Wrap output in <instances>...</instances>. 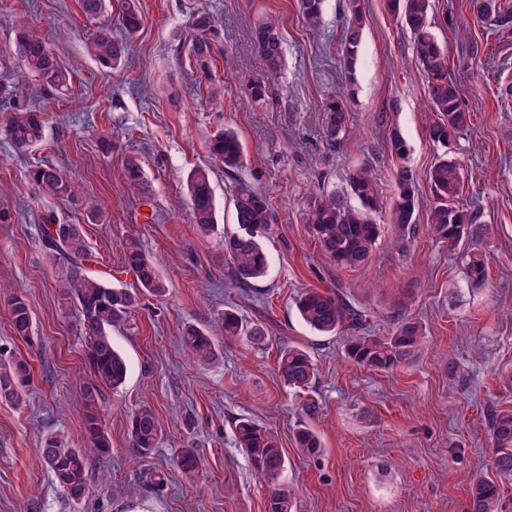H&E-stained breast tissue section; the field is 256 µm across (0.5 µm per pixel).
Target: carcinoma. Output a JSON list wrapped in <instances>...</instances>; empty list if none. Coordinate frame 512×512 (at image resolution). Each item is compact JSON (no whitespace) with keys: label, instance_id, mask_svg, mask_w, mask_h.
<instances>
[{"label":"carcinoma","instance_id":"cac0c4a2","mask_svg":"<svg viewBox=\"0 0 512 512\" xmlns=\"http://www.w3.org/2000/svg\"><path fill=\"white\" fill-rule=\"evenodd\" d=\"M471 7L480 16L493 14L502 21L512 19V14L499 0H472ZM322 8L323 0H298L302 21L311 30L319 28ZM386 8L400 17L414 36L416 54L427 78L428 104L436 113L429 128V138L434 144L446 148L468 130L471 119L470 113L461 105L457 82L448 77V53L432 32L431 0H386ZM348 10L343 34V63L351 75L362 44L365 0H348ZM119 22L125 36L113 34L110 25H99L86 44L88 54L107 67L126 57L128 40L141 27L139 0H122ZM219 37L215 21L208 13L198 11L192 15L187 38L188 59L209 81L212 80L210 64ZM251 44L261 62L262 73L245 79L243 89L251 100L259 102L268 96V80L284 70V39L277 24L267 20L255 25ZM14 52L22 63L21 76L11 90L0 86V105L5 111L14 113L5 128L8 140L17 148H26L42 140L43 118L41 112L27 103L25 78L33 76L42 85L58 89L68 84L69 76L36 30L20 29L15 37ZM347 100L348 93L337 92L323 105V137L332 146L347 122ZM387 146L396 159L393 170L396 197L391 208L395 226L393 239L398 248L403 249L414 233L420 199L416 177L408 166L410 147L398 128L389 129ZM210 151L224 165L226 173L243 166L241 143L230 128L214 135ZM29 178L44 197L72 202L79 196L75 184L51 165L42 164L32 169ZM125 179L130 190L137 194L144 191L142 171L137 163L127 165ZM428 180L437 199L428 212L430 230L436 239L462 249L467 281L474 288L485 287L488 282L486 255L479 246L485 228L475 223L474 213L448 203L460 192L459 165L445 153L431 166ZM347 183L349 195L357 200L358 206H352L334 194L317 195L310 200L307 222L323 255L336 267L351 269L367 264L382 236L381 225L372 218V213L381 208L382 201L377 178L370 167L353 168L348 173ZM186 188L192 223L202 234L208 235L217 225L209 172L201 168L192 170L187 176ZM234 209L238 231L224 235V255L230 278L244 286L266 275L267 255L262 240L271 234L274 214L268 198L245 181L236 182ZM65 230V235L54 238L46 229L41 241L46 253L56 261L66 296L79 312L85 361L92 375V381L82 392L86 410L83 426L90 447L71 448L63 438L51 434L38 448L36 461L51 473L69 499L78 504L90 493L91 458L110 452L108 435L99 418L103 390L121 387L128 373L125 358L113 345L112 329L130 320L143 295L163 297L168 285L153 260L132 238L126 244L124 263L134 273L136 287L115 286L86 268L89 251L80 226L67 224ZM295 305L303 321L325 336L355 330L362 325V315L335 293L306 289L298 295ZM7 308L13 333L21 339H29L33 316L27 300L14 294L8 298ZM392 319L393 328L386 335L362 333L346 337L344 354L347 359L380 372H389L415 360L423 344L420 325L399 314L393 315ZM242 336L258 346L266 341L262 327L257 324L250 327L235 311L226 309L207 330L186 327L181 340L189 359L202 365L215 360L223 352V346L235 343ZM276 369L285 385L300 390L312 382L316 371L310 353L297 346L279 350ZM30 377V365L20 357L0 363V402L12 406L24 404ZM129 433L135 454L143 456L157 447L162 429L150 406L142 405L132 413ZM235 433L239 447L249 456L268 488L266 512H292V492L281 483L286 456L278 438L249 418L238 419ZM490 438L496 478L479 474L472 480L468 512H512V499H504L500 487L501 482L512 479V410H499L491 415ZM294 440L296 448L304 455H315L322 448L319 437L307 427L297 430ZM178 463L190 479L204 466L194 448L180 449Z\"/></svg>","mask_w":512,"mask_h":512}]
</instances>
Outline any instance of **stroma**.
Returning <instances> with one entry per match:
<instances>
[{
  "instance_id": "1",
  "label": "stroma",
  "mask_w": 512,
  "mask_h": 512,
  "mask_svg": "<svg viewBox=\"0 0 512 512\" xmlns=\"http://www.w3.org/2000/svg\"><path fill=\"white\" fill-rule=\"evenodd\" d=\"M142 25L129 54L102 67L85 49L97 24H116L119 6L87 19L80 0H0V83L16 81L21 64L16 31L40 30L71 74L67 87L30 81L46 118L39 144L16 149L4 136L10 118L0 112V359L25 357L32 367L26 402L0 404V512H265L267 491L239 448L235 422L248 417L279 437L287 456L283 482L295 491L294 512H467L476 473H490L491 413L512 409V96L503 95L498 71L512 68V23L478 16L470 0H432L430 17L448 48V73L461 88L471 124L452 147L461 164V206L487 228V287H470L457 250L436 240L427 211L436 197L426 174L441 147L428 137L435 115L413 37L385 0H366V24L353 83H346L341 44L345 0H325L323 24L309 31L297 0H140ZM208 12L221 34L211 74L224 84L217 100L198 90L185 51L188 22ZM276 18L285 39L286 69L253 102L238 78L261 63L251 29ZM478 52H471V45ZM234 65L225 69L224 55ZM350 86L346 129L337 145L322 137L323 104ZM410 145L409 165L421 206L405 251L378 243L371 262L340 269L325 258L306 222L311 197L346 195L349 168L371 165L385 203L375 216L390 222L396 187L386 147L391 127ZM234 129L245 162L236 176L209 152L218 131ZM112 144L101 152L100 141ZM136 162L148 188L127 191L125 170ZM49 164L74 181L79 201L39 196L31 168ZM209 171L218 228L201 234L192 224L187 174ZM251 182L272 203L274 234L266 240L269 267L248 287L230 284L224 235L235 230L231 189ZM80 225L94 273L133 287L124 263L129 234L156 263L169 286L165 297H144L113 342L128 362L125 384L105 391L99 416L111 444L94 457L91 491L70 502L48 471L34 461L50 434L73 448L86 443L80 390L90 379L75 305L42 243L33 214ZM336 291L383 335L399 312L419 321V357L389 372L349 361L344 335L322 336L300 318L295 300L306 289ZM21 293L33 311V336L22 341L7 317V295ZM261 325L265 347L246 340L225 347L198 368L180 346L184 326L208 327L225 309ZM310 351L317 374L310 388L283 384L276 350ZM456 364L459 380L448 381ZM156 413L163 438L148 456L130 447L129 419L141 404ZM317 432L324 450L298 453L293 434ZM204 456L207 469L187 480L178 466L184 444ZM163 482L145 490L144 475Z\"/></svg>"
}]
</instances>
